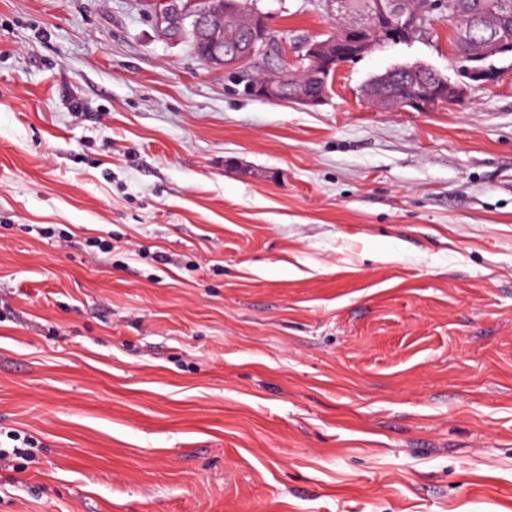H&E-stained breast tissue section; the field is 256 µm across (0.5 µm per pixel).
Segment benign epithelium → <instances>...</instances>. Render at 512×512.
Segmentation results:
<instances>
[{"mask_svg": "<svg viewBox=\"0 0 512 512\" xmlns=\"http://www.w3.org/2000/svg\"><path fill=\"white\" fill-rule=\"evenodd\" d=\"M164 21L176 29H192L205 44L204 59L212 66L244 75L256 61H264V75L245 85L248 95L316 107L327 97L324 79L334 78L341 64L370 52L386 37L410 40L420 32L425 15L405 14L401 0H374L368 22L351 21L341 38L292 46L275 42L266 14L244 10L239 0H174ZM508 56H512V38L499 31L485 32L472 40L462 74L477 85H492L500 78L494 60ZM468 94L469 85L448 81L408 96L391 94L384 110L432 112L443 104L463 102Z\"/></svg>", "mask_w": 512, "mask_h": 512, "instance_id": "benign-epithelium-1", "label": "benign epithelium"}]
</instances>
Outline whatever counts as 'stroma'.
<instances>
[{"instance_id": "35a3bbf8", "label": "stroma", "mask_w": 512, "mask_h": 512, "mask_svg": "<svg viewBox=\"0 0 512 512\" xmlns=\"http://www.w3.org/2000/svg\"><path fill=\"white\" fill-rule=\"evenodd\" d=\"M156 2L0 0V512H512V57L374 107L436 13L304 108ZM404 72L396 75L397 82L401 85L409 86L411 81L416 83L431 84L435 80H448L433 70L421 71L414 75L404 76ZM470 84L452 83L448 80L446 83L432 84L424 91L412 93L408 96L389 95V101L384 108L385 111H415V112H433L443 104L463 102L469 94Z\"/></svg>"}]
</instances>
